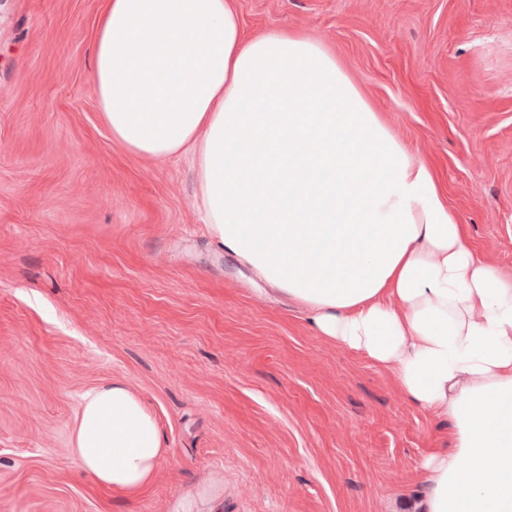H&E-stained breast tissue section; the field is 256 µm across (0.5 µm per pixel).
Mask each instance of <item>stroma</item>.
Wrapping results in <instances>:
<instances>
[{
  "label": "stroma",
  "instance_id": "stroma-1",
  "mask_svg": "<svg viewBox=\"0 0 512 512\" xmlns=\"http://www.w3.org/2000/svg\"><path fill=\"white\" fill-rule=\"evenodd\" d=\"M321 42L512 274V0H236ZM103 0H0V512H413L445 419L209 241L183 158L115 144ZM120 380L168 452L136 495L75 465L82 395ZM221 498L214 492L204 491L196 496L181 498L173 512H221Z\"/></svg>",
  "mask_w": 512,
  "mask_h": 512
}]
</instances>
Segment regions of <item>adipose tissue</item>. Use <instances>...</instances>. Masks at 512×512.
<instances>
[{"mask_svg":"<svg viewBox=\"0 0 512 512\" xmlns=\"http://www.w3.org/2000/svg\"><path fill=\"white\" fill-rule=\"evenodd\" d=\"M92 80L115 143L190 159L220 249L448 419L418 512H512V275L475 255L335 57L278 29L246 38L235 0H105ZM71 448L126 494L166 453L121 381L83 395Z\"/></svg>","mask_w":512,"mask_h":512,"instance_id":"obj_1","label":"adipose tissue"}]
</instances>
